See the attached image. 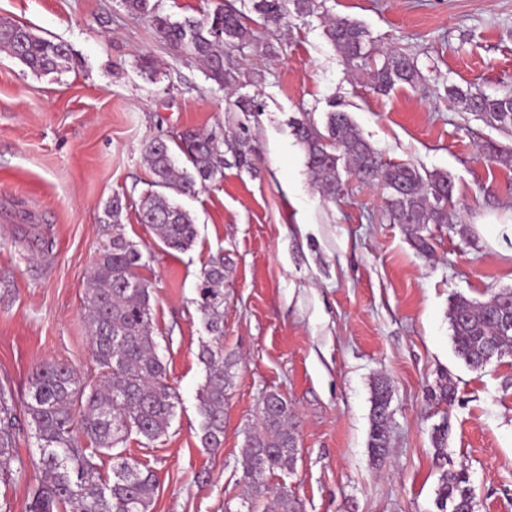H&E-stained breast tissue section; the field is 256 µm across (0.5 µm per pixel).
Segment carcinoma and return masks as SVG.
I'll return each instance as SVG.
<instances>
[{
    "mask_svg": "<svg viewBox=\"0 0 512 512\" xmlns=\"http://www.w3.org/2000/svg\"><path fill=\"white\" fill-rule=\"evenodd\" d=\"M123 3L130 14L149 17L164 42L201 61L209 77L220 84L230 76L224 68V45H243L255 39L251 23L230 7H220L202 19L187 17L178 22L159 13L150 0ZM257 11L269 26L279 24L288 8L285 0H258ZM326 34L348 64L371 69L374 93L388 92L398 84L412 85L420 77L414 59L397 48L386 51L382 63H377L366 45L364 29L356 22L333 18ZM0 49L36 74L57 72L70 59L64 43L7 21H0ZM448 98L461 111L472 112L504 132L512 131L511 94L464 93L451 87ZM294 134L313 181L327 197L343 195L338 159L359 179L382 183L388 191L391 221L404 226L418 250L431 251L424 235L428 225L455 223L453 184L448 175H423L410 163L382 164L347 112L327 113L322 129L311 119L299 121ZM175 148L191 169L176 165ZM143 151L151 181L138 220L167 248L187 251L197 237L195 220L171 195L190 196L197 187L224 177L219 142L211 135L186 129L175 145L153 138L145 142ZM125 208L118 196L106 206L104 240L84 297L91 355L104 380L87 385L68 366L43 362L32 379L22 418L12 393L0 386V463L16 457L17 436L25 425L33 432L39 450L42 484L27 512H149L153 502L157 482L150 469L142 470L123 459L113 466V478L106 479L94 462L95 455L118 447L133 433L148 445L159 439L167 432L179 403L153 336L152 283L140 274L146 262L142 251L126 238L121 224ZM226 272L224 257L214 256L201 270L197 284V307L211 335L198 354L206 371L198 396L204 448L224 444V401L233 380L234 361L224 356L223 345ZM448 316L455 353L469 368L480 370L493 358L512 354L511 288L486 302L456 296L450 300ZM391 400L390 382L383 377L375 379L368 448L376 466L389 457ZM296 452L288 400L270 393L262 400L257 427L249 435L243 455L249 493L242 506L248 512L264 499V512H301L300 503L288 491L271 489L264 482L267 473L292 469ZM437 505L440 512H474L473 489L465 470L443 475Z\"/></svg>",
    "mask_w": 512,
    "mask_h": 512,
    "instance_id": "1",
    "label": "carcinoma"
}]
</instances>
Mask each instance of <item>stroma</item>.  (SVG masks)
I'll use <instances>...</instances> for the list:
<instances>
[{
    "label": "stroma",
    "instance_id": "stroma-1",
    "mask_svg": "<svg viewBox=\"0 0 512 512\" xmlns=\"http://www.w3.org/2000/svg\"><path fill=\"white\" fill-rule=\"evenodd\" d=\"M332 17L360 23L377 49L405 50L421 80L370 92L367 72L329 41ZM0 19L70 50L66 69L41 76L0 51V384L16 404L46 360L98 380L84 286L117 195L124 232L146 260L158 353L180 398L165 435L147 445L133 434L118 448L154 472L150 512H239L244 441L271 392L293 410L298 454L265 481L303 512H439L440 479L461 468L475 512H512V354L469 369L448 320L453 296L479 302L512 289V166L483 150H512V135L448 101L452 87L512 93V0H321L313 13L257 28L252 45L227 48L237 78L223 86L122 0H0ZM242 99L259 110L241 111ZM335 108L382 161L447 173L466 233L429 225L434 250L420 253L391 222L383 186L344 167L343 196L320 194L292 122L321 124ZM188 128L247 139L251 164L225 154L222 180L181 197L197 239L178 252L137 215L151 179L144 142ZM218 254L229 268L224 353L236 365L224 444L206 449L198 353L209 335L195 299L202 266ZM381 376L392 387L390 455L377 467L367 442ZM445 377L456 389L450 404L433 398ZM445 420L440 450L432 436ZM16 454L25 467L0 483V512H26L41 482L29 434Z\"/></svg>",
    "mask_w": 512,
    "mask_h": 512
}]
</instances>
